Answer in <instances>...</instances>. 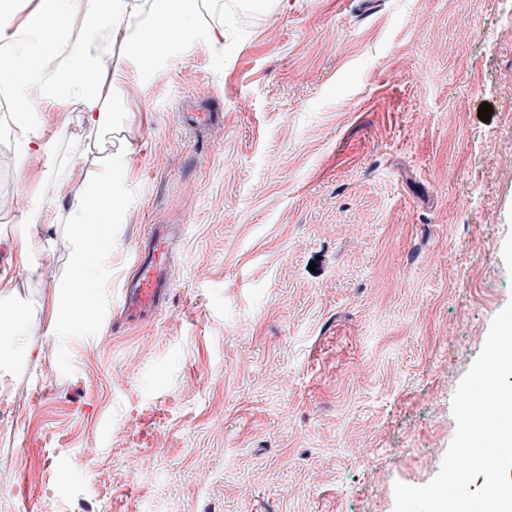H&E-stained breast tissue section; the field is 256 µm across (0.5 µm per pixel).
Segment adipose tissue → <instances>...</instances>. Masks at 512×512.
I'll return each instance as SVG.
<instances>
[{
  "instance_id": "ef3b65f1",
  "label": "adipose tissue",
  "mask_w": 512,
  "mask_h": 512,
  "mask_svg": "<svg viewBox=\"0 0 512 512\" xmlns=\"http://www.w3.org/2000/svg\"><path fill=\"white\" fill-rule=\"evenodd\" d=\"M196 9L197 0H0V87L9 90L15 102L18 166L37 161L72 169L111 133L112 104L127 84L112 56L113 43L123 44L127 58L143 77L176 46L200 37L223 44V27L200 30ZM49 112L77 113L87 138L61 151L58 140L44 134ZM99 165V183L76 192L70 190L67 179H60L55 201L26 197L17 219L24 262L36 248L32 226H81L65 314L66 321L76 326L93 315L97 299L88 257L112 247L111 240L97 237L96 230L111 223L113 211L123 204V155L102 157Z\"/></svg>"
}]
</instances>
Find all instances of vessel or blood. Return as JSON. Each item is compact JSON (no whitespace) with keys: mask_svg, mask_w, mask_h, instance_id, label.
Segmentation results:
<instances>
[{"mask_svg":"<svg viewBox=\"0 0 512 512\" xmlns=\"http://www.w3.org/2000/svg\"><path fill=\"white\" fill-rule=\"evenodd\" d=\"M221 119V113L211 111L205 105L181 115L183 125L194 130L212 126ZM179 232V226L174 224L154 225L132 253L133 270L122 281L117 296L126 320L134 321L152 313L165 299L171 286V246Z\"/></svg>","mask_w":512,"mask_h":512,"instance_id":"obj_1","label":"vessel or blood"}]
</instances>
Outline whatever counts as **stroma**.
Segmentation results:
<instances>
[{
  "label": "stroma",
  "mask_w": 512,
  "mask_h": 512,
  "mask_svg": "<svg viewBox=\"0 0 512 512\" xmlns=\"http://www.w3.org/2000/svg\"><path fill=\"white\" fill-rule=\"evenodd\" d=\"M501 0H198L197 39L120 99L124 202L64 323L76 230L0 275L30 335L0 347V512H394L439 472L452 399L512 302V41ZM205 100L218 125L183 128ZM492 110L481 121V104ZM0 106V194L19 170ZM183 229L146 320L115 301L137 240ZM56 323L59 335L44 326Z\"/></svg>",
  "instance_id": "obj_1"
}]
</instances>
